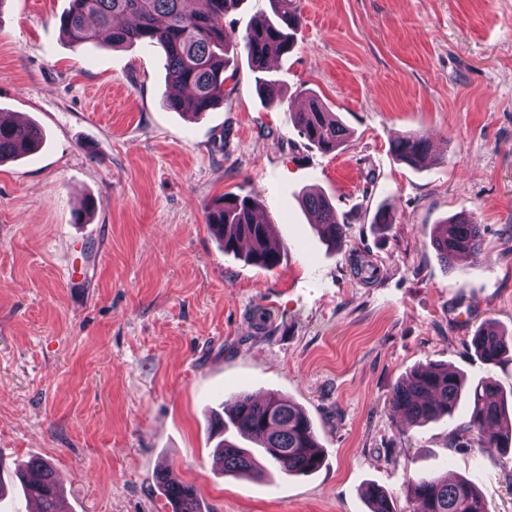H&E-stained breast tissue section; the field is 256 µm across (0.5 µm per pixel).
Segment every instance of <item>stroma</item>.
I'll return each instance as SVG.
<instances>
[{"instance_id": "1", "label": "stroma", "mask_w": 512, "mask_h": 512, "mask_svg": "<svg viewBox=\"0 0 512 512\" xmlns=\"http://www.w3.org/2000/svg\"><path fill=\"white\" fill-rule=\"evenodd\" d=\"M69 5L0 0V116L44 132L0 165V480L47 459L68 512H168L162 470L201 512H369L371 485L417 512L419 472L474 479L488 512H512L498 449H451L447 421L389 405L428 361L512 391V357L491 368L472 346L488 324L512 334V0H298L295 47L272 64L284 103H263L240 54L198 118L164 107L159 49L69 44ZM313 97L349 131L335 152L297 132ZM406 133L429 144L414 168L390 150ZM227 192L271 224L273 269L208 229ZM310 192L345 222L340 246L309 224ZM458 212L484 247L450 269L430 239ZM241 391L301 406L322 466L224 474L212 420Z\"/></svg>"}]
</instances>
